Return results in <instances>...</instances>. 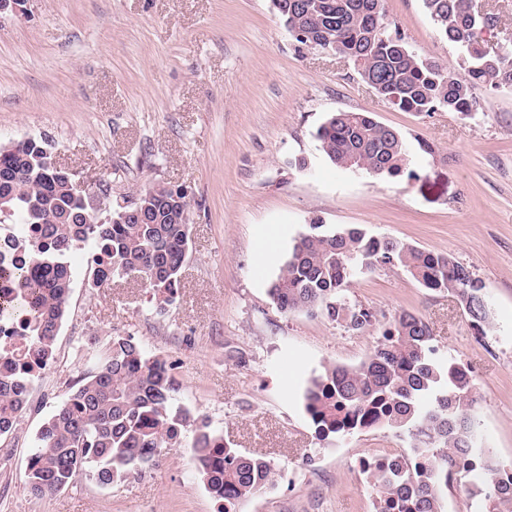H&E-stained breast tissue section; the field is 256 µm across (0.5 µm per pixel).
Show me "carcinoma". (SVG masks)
Instances as JSON below:
<instances>
[{"label": "carcinoma", "mask_w": 512, "mask_h": 512, "mask_svg": "<svg viewBox=\"0 0 512 512\" xmlns=\"http://www.w3.org/2000/svg\"><path fill=\"white\" fill-rule=\"evenodd\" d=\"M288 32L303 47L315 43L351 62L379 96L403 112L478 111L472 89L512 87V40L487 44L498 24L480 14L473 0H422L439 36L454 45L467 78L422 56L388 22L384 0H271ZM383 30L375 31L374 17ZM316 138L327 159L351 170L350 160L385 179L408 169L404 138L370 112L330 113ZM186 199L179 189H144L100 218L89 211L85 192L67 177L43 138L0 145V218L16 225L12 247L19 254L0 274L18 285L0 314H21L17 337L0 350V435L12 431L38 373L56 359V341L67 314L72 283L70 255L88 245L93 285L133 276L149 288L157 307L175 301L189 252V225L180 221ZM401 268L421 286L453 294L477 334L490 325L482 284L445 253L375 236L359 226L328 228L311 220L295 241L269 288L285 313L320 309L349 331L372 325L374 314L351 304L346 288L361 274ZM90 370L55 406L39 429L29 457L26 484L37 498L67 491L82 475L109 486L155 464L167 448L190 444L198 476L218 512L270 485L276 465L262 455L230 447L207 418L174 405L172 368L147 355L131 336H116L99 352L88 348ZM476 399L470 370L441 359L430 327L403 311L386 326L358 366H325L303 393L304 410L317 437H347L387 428L408 442L403 460L389 473H370L375 512H443L442 495L461 466L494 458L477 446ZM477 512H512V477L504 466L489 470L475 500Z\"/></svg>", "instance_id": "1"}]
</instances>
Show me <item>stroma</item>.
Masks as SVG:
<instances>
[{"instance_id": "1", "label": "stroma", "mask_w": 512, "mask_h": 512, "mask_svg": "<svg viewBox=\"0 0 512 512\" xmlns=\"http://www.w3.org/2000/svg\"><path fill=\"white\" fill-rule=\"evenodd\" d=\"M384 7L412 48L460 69L422 0ZM475 94L471 117L394 109L346 60L299 47L271 0H28L1 18L0 144L48 136L100 215L154 185L184 190L190 248L179 296L163 310L136 280L92 287V250L75 251L56 360L0 436V512H216L185 445L107 487L83 476L48 499L28 492L38 430L86 376L87 348L115 336L172 365L176 405L206 416L240 452L274 461L277 481L235 512H374L357 463L407 441L381 428L317 439L302 395L323 365L360 364L403 311L424 318L440 355L470 369L478 444L512 467V90ZM341 110L396 129L415 177L379 180L330 163L315 134ZM314 218L452 256L483 285L486 335L452 294L398 268L348 288L375 316L362 332L278 310L268 287Z\"/></svg>"}]
</instances>
